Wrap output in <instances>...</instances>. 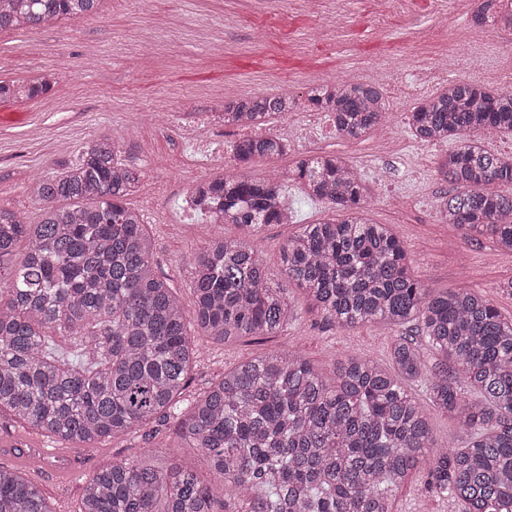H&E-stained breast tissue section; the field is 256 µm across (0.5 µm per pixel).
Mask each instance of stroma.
Returning a JSON list of instances; mask_svg holds the SVG:
<instances>
[{"instance_id": "obj_1", "label": "stroma", "mask_w": 512, "mask_h": 512, "mask_svg": "<svg viewBox=\"0 0 512 512\" xmlns=\"http://www.w3.org/2000/svg\"><path fill=\"white\" fill-rule=\"evenodd\" d=\"M502 2L489 0L484 10L489 20L479 25L464 0H318L314 8L308 0H106L103 10L89 17L1 32L0 79L49 70L56 82L40 97L12 103L20 120L0 124V206L36 222L43 205L28 192L32 175L59 173L61 159L76 158L89 139L118 140L124 163L144 173L128 203L141 212L151 236L154 269L183 302H190L195 258L210 241L238 237L242 230L210 223L198 212L184 214L183 201L193 188L181 172L186 140L165 128L167 113L222 111L229 89L240 97L285 93L303 100L317 81H375L393 66L411 70L440 65L447 46L460 65L441 77L440 85L477 81L501 91L504 83L486 76L482 66H512V27L490 20ZM472 26L480 34L470 43L461 31ZM384 93L392 114L389 129L403 145L400 154L379 152L373 137L349 142L328 129L274 163L257 157L239 167L233 157L221 156L216 165L260 179L270 167L286 173L302 157L338 152L361 177L373 168L387 169L390 177L379 184L369 214L376 223L394 227L416 278L435 293L458 288L481 293L512 318V253L498 250L484 236L463 238L454 225L438 219L451 186L439 178L436 167L452 152V144L416 140L406 114L417 96L389 87ZM283 186L294 221L263 227L256 244L297 317L275 336L224 344L193 336L200 359L192 367L187 398L197 397L208 382L242 360L272 350L299 351L330 382L337 365L350 358L391 364L397 331L339 327L283 275L281 246L300 225L334 215L326 201L308 198L297 183L287 180ZM155 429L149 442L133 432L107 439L91 452H69L67 479L46 467L25 469L24 476L41 484L55 512H76L85 482L112 460H133L153 448L201 466V459L184 448L175 421L156 423ZM24 445L54 448L58 442L11 425L0 430V466L16 467ZM425 481L420 470L397 489L395 512H459L456 503L427 490Z\"/></svg>"}]
</instances>
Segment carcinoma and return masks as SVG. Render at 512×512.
I'll return each mask as SVG.
<instances>
[{"label": "carcinoma", "instance_id": "cac0c4a2", "mask_svg": "<svg viewBox=\"0 0 512 512\" xmlns=\"http://www.w3.org/2000/svg\"><path fill=\"white\" fill-rule=\"evenodd\" d=\"M100 2L0 0V30L78 19ZM55 82L49 70L0 79V101L32 100ZM307 103L332 115L344 138L390 121L374 83L318 85ZM296 106L288 94L240 98L224 104V124L263 125ZM407 125L421 141L456 144L438 166L453 186L439 221L512 252V156L484 147L486 137L512 132V93L452 82L414 106ZM121 152L118 142L90 139L61 173L33 181L30 193L47 204L35 224L0 207V261L28 241L10 280L0 281V413L75 449L172 417L209 477L153 455L114 460L83 487L77 512H393L394 490L425 460L427 486L462 512H512V320L470 289L423 287L392 226L365 216L374 186L347 159L327 153L295 165L307 196L343 215L302 225L281 246V271L341 328L416 325L435 363L402 336L393 371L349 359L330 386L302 355L271 351L190 401L182 399L197 358L190 327L225 343L276 336L295 317L255 244L291 211L276 169L258 180L220 173L198 183V210L243 236L215 239L196 258L187 309L153 272L146 224L124 203L144 173ZM287 154L272 137L233 145L240 164ZM416 382L434 409L459 421L463 447L434 450L427 412L409 390ZM228 487L232 503L220 495ZM0 512L53 510L40 488L0 466Z\"/></svg>", "mask_w": 512, "mask_h": 512}]
</instances>
